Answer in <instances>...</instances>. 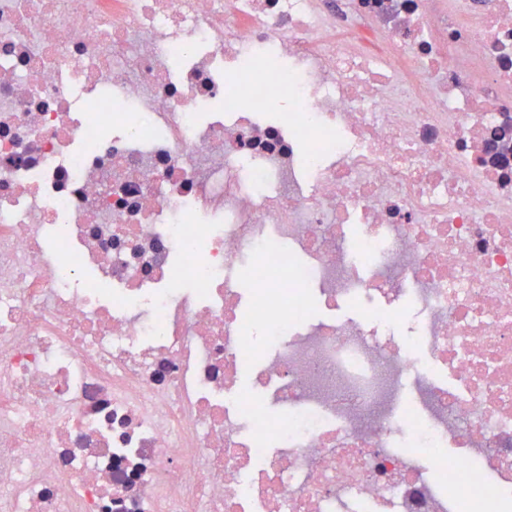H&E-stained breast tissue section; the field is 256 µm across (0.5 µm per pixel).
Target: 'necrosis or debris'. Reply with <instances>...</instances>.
<instances>
[{"label":"necrosis or debris","instance_id":"4bbe7bcc","mask_svg":"<svg viewBox=\"0 0 512 512\" xmlns=\"http://www.w3.org/2000/svg\"><path fill=\"white\" fill-rule=\"evenodd\" d=\"M500 139L512 0H0V512H512Z\"/></svg>","mask_w":512,"mask_h":512}]
</instances>
